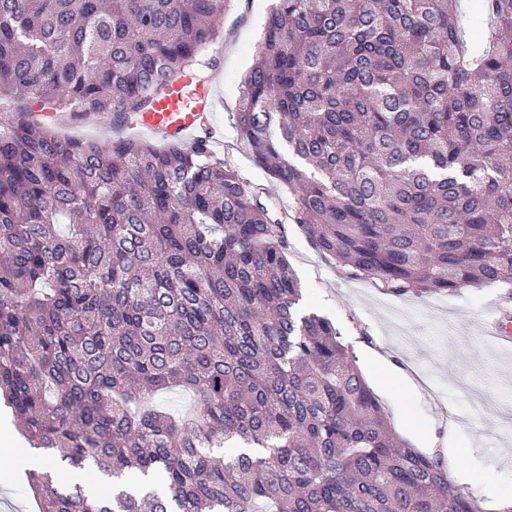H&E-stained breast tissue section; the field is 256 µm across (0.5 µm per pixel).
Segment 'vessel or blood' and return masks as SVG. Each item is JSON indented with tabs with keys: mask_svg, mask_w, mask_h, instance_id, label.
<instances>
[{
	"mask_svg": "<svg viewBox=\"0 0 512 512\" xmlns=\"http://www.w3.org/2000/svg\"><path fill=\"white\" fill-rule=\"evenodd\" d=\"M217 106L214 81L182 80L170 85L150 110L144 112L138 129L149 132L159 142H177L190 147L198 140L215 142L212 114Z\"/></svg>",
	"mask_w": 512,
	"mask_h": 512,
	"instance_id": "1",
	"label": "vessel or blood"
}]
</instances>
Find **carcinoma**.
I'll list each match as a JSON object with an SVG mask.
<instances>
[{"label":"carcinoma","instance_id":"obj_1","mask_svg":"<svg viewBox=\"0 0 512 512\" xmlns=\"http://www.w3.org/2000/svg\"><path fill=\"white\" fill-rule=\"evenodd\" d=\"M276 0L236 130L323 255L395 295L512 283V0ZM224 0H0V400L39 512H479L389 427L301 286L266 189L127 125L197 70ZM196 399L186 416L161 391ZM238 446L227 457L220 449Z\"/></svg>","mask_w":512,"mask_h":512}]
</instances>
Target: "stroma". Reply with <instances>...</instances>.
<instances>
[{"label":"stroma","mask_w":512,"mask_h":512,"mask_svg":"<svg viewBox=\"0 0 512 512\" xmlns=\"http://www.w3.org/2000/svg\"><path fill=\"white\" fill-rule=\"evenodd\" d=\"M272 0H229L218 19L219 45L202 59L217 65L215 123L245 179L271 185L237 137L239 84L263 37ZM288 262L302 288L301 306L332 321L349 346L393 431L421 453L443 459L448 479L485 512L499 497L512 512V353L489 334L492 319L512 326V284L424 297L386 293L351 276L310 244L302 227L284 226ZM0 483V512H37L26 471Z\"/></svg>","instance_id":"obj_1"}]
</instances>
